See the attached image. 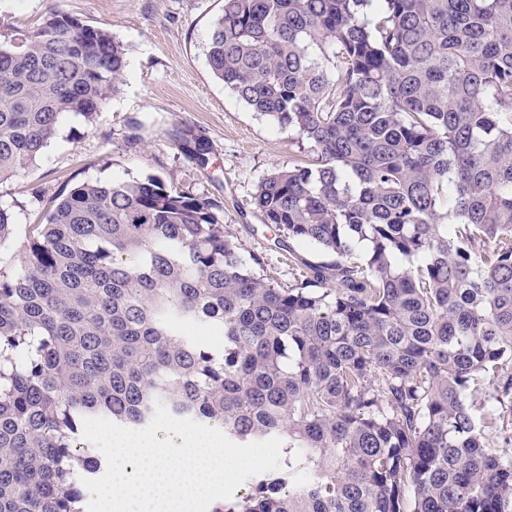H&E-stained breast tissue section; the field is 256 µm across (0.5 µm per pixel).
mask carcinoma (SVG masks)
<instances>
[{
	"label": "carcinoma",
	"instance_id": "1",
	"mask_svg": "<svg viewBox=\"0 0 512 512\" xmlns=\"http://www.w3.org/2000/svg\"><path fill=\"white\" fill-rule=\"evenodd\" d=\"M206 56L310 146L252 206L332 260L284 286L208 199L155 177L51 201L0 270V512H84L101 459L83 419L142 429L158 400L282 441L288 480L212 512H512V0H224ZM126 67L64 12L0 33V180L65 118L93 121ZM173 139L206 162L192 128ZM184 331L202 348L213 351L224 348V335L218 330L203 324H188Z\"/></svg>",
	"mask_w": 512,
	"mask_h": 512
}]
</instances>
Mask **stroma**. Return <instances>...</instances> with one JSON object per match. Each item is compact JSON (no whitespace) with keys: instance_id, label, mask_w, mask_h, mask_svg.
<instances>
[{"instance_id":"stroma-1","label":"stroma","mask_w":512,"mask_h":512,"mask_svg":"<svg viewBox=\"0 0 512 512\" xmlns=\"http://www.w3.org/2000/svg\"><path fill=\"white\" fill-rule=\"evenodd\" d=\"M223 0H0V30L32 29L60 11L108 28L125 46L128 72L120 91L93 123L65 119L45 153L20 175L0 181V205L14 215L11 241L0 246V267L19 266L30 224L39 217L33 195L49 201L83 181L158 177L209 198L225 228L241 243L242 257L264 258L282 284L299 273V260L320 261L313 247L297 248V261L276 247L251 198L258 181L288 163L311 158L295 132L261 116L217 80L206 51ZM181 125L204 137L211 150L200 163L171 140Z\"/></svg>"}]
</instances>
